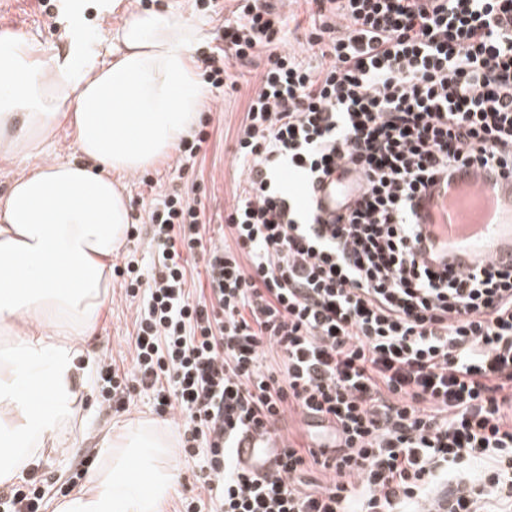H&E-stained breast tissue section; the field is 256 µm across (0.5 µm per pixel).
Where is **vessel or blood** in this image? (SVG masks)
<instances>
[{
    "label": "vessel or blood",
    "instance_id": "1",
    "mask_svg": "<svg viewBox=\"0 0 512 512\" xmlns=\"http://www.w3.org/2000/svg\"><path fill=\"white\" fill-rule=\"evenodd\" d=\"M351 179L348 167L325 179L316 190L315 202L323 216L342 212L345 184ZM428 213L439 258L458 255L463 269L493 262L512 265V180L495 185L492 178L471 169L460 170L447 192L432 193L423 201ZM239 461L252 472L274 470L281 457L275 439L249 438L236 450Z\"/></svg>",
    "mask_w": 512,
    "mask_h": 512
}]
</instances>
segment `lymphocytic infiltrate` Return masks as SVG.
Masks as SVG:
<instances>
[{
  "label": "lymphocytic infiltrate",
  "instance_id": "obj_1",
  "mask_svg": "<svg viewBox=\"0 0 512 512\" xmlns=\"http://www.w3.org/2000/svg\"><path fill=\"white\" fill-rule=\"evenodd\" d=\"M305 2L315 66L272 0H233L216 25L211 88L263 63L235 131L246 178L220 237L196 183L128 230L150 260L113 269L136 303L132 365L99 357L103 401L145 393L179 422L199 473L175 512H512V268L427 266L415 204L459 168L512 174V0ZM345 163L353 202L329 224L314 187ZM289 414L304 436L282 438L281 469L242 467L238 438ZM43 499L37 479L6 485L0 512Z\"/></svg>",
  "mask_w": 512,
  "mask_h": 512
}]
</instances>
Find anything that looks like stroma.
Here are the masks:
<instances>
[{
  "mask_svg": "<svg viewBox=\"0 0 512 512\" xmlns=\"http://www.w3.org/2000/svg\"><path fill=\"white\" fill-rule=\"evenodd\" d=\"M81 12L86 25L95 33L92 45L99 55H106L112 47V34L119 15L101 8L100 0H80ZM66 0H55L49 12H41L37 0H0V34L11 32L25 34L47 44L61 53L68 47L65 14ZM255 87L254 75L248 74L239 81V90L231 96L221 92L205 95L201 116L210 117V137L204 146V184L208 192L206 201L211 217L210 234L219 237L224 222V210L233 201V194L243 179V174L232 162L235 129L242 116L248 96ZM152 185L139 182L137 177L125 181V193L129 198L132 223L145 221V210L151 199L165 191L175 175L172 160L150 167ZM134 309L128 302L118 299L103 308L94 335L88 344L92 356L111 352L117 363H130L129 335L133 331ZM96 386V367L88 365L76 385V415L66 437L47 436L40 453L43 457L35 474L44 492L43 512H56L61 501L59 492L66 484L71 471L87 453H95L94 469L108 467L109 462L99 456L101 437L111 431L114 423L128 420L153 419L152 398L147 394L135 396L129 412L115 413L98 405L91 395Z\"/></svg>",
  "mask_w": 512,
  "mask_h": 512,
  "instance_id": "stroma-1",
  "label": "stroma"
}]
</instances>
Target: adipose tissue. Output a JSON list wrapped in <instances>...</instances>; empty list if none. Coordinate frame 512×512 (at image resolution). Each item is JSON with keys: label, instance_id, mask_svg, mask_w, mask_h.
I'll use <instances>...</instances> for the list:
<instances>
[{"label": "adipose tissue", "instance_id": "obj_1", "mask_svg": "<svg viewBox=\"0 0 512 512\" xmlns=\"http://www.w3.org/2000/svg\"><path fill=\"white\" fill-rule=\"evenodd\" d=\"M66 52L0 34V157L30 159L0 196V483L37 464L44 436L75 413L74 389L131 222L124 177L164 160L198 121L201 31L184 11L126 8L111 60L96 62L83 18L69 14ZM68 131L79 160L44 159ZM173 433L122 424L103 442L109 470L57 512H159L178 475L164 467Z\"/></svg>", "mask_w": 512, "mask_h": 512}]
</instances>
